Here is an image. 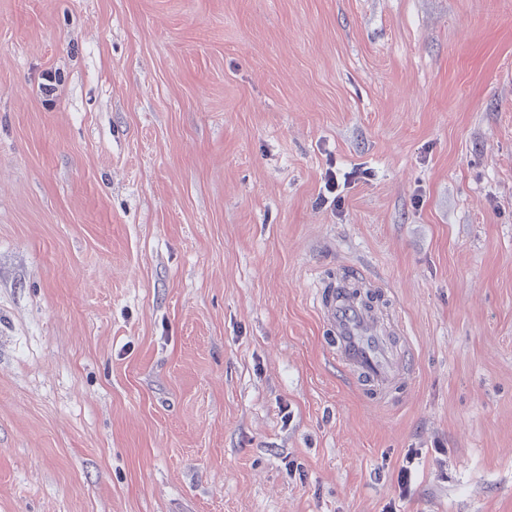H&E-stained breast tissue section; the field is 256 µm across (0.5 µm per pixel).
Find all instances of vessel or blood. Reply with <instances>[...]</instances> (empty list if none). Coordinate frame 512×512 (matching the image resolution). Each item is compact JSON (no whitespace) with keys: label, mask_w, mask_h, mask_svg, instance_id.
Here are the masks:
<instances>
[{"label":"vessel or blood","mask_w":512,"mask_h":512,"mask_svg":"<svg viewBox=\"0 0 512 512\" xmlns=\"http://www.w3.org/2000/svg\"><path fill=\"white\" fill-rule=\"evenodd\" d=\"M386 304L383 298L366 303L331 284L317 289L314 298L337 365L374 404L410 380L409 369L394 359L391 345L392 337L406 335L407 328L403 320L387 319Z\"/></svg>","instance_id":"vessel-or-blood-1"}]
</instances>
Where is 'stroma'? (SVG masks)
Wrapping results in <instances>:
<instances>
[{"label": "stroma", "instance_id": "obj_1", "mask_svg": "<svg viewBox=\"0 0 512 512\" xmlns=\"http://www.w3.org/2000/svg\"><path fill=\"white\" fill-rule=\"evenodd\" d=\"M388 505L512 512V0H0V512ZM377 288L381 299L372 304L352 295L350 288L337 290L330 283L316 288L314 298L336 364L373 404H380L396 385L410 381L408 367L394 359L391 345V337L408 334L407 327L400 317L395 322L386 319L389 299L379 284Z\"/></svg>", "mask_w": 512, "mask_h": 512}]
</instances>
